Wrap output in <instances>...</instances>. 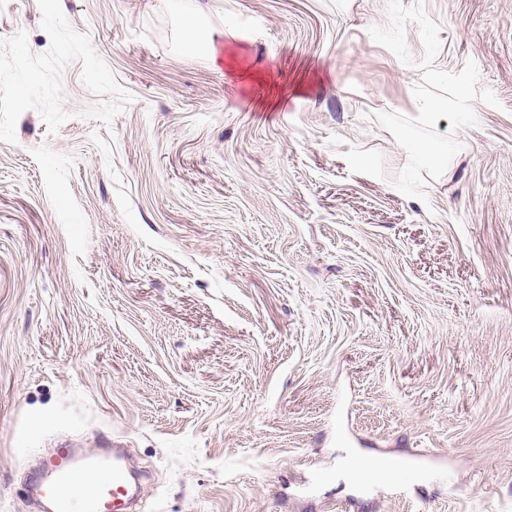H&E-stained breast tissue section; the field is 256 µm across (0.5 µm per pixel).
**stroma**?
<instances>
[{"mask_svg": "<svg viewBox=\"0 0 512 512\" xmlns=\"http://www.w3.org/2000/svg\"><path fill=\"white\" fill-rule=\"evenodd\" d=\"M424 7L501 105L422 201L388 0L0 5V512L101 435L138 512H512V0ZM353 467L355 471L362 473L370 480H392L398 477L395 470L383 468L377 461L367 457L356 458Z\"/></svg>", "mask_w": 512, "mask_h": 512, "instance_id": "stroma-1", "label": "stroma"}]
</instances>
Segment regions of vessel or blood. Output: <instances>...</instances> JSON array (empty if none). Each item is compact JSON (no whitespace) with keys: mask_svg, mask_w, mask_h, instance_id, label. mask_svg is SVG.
I'll use <instances>...</instances> for the list:
<instances>
[{"mask_svg":"<svg viewBox=\"0 0 512 512\" xmlns=\"http://www.w3.org/2000/svg\"><path fill=\"white\" fill-rule=\"evenodd\" d=\"M33 495L51 512H122L127 473L114 449L61 445L29 472Z\"/></svg>","mask_w":512,"mask_h":512,"instance_id":"b4317fda","label":"vessel or blood"}]
</instances>
